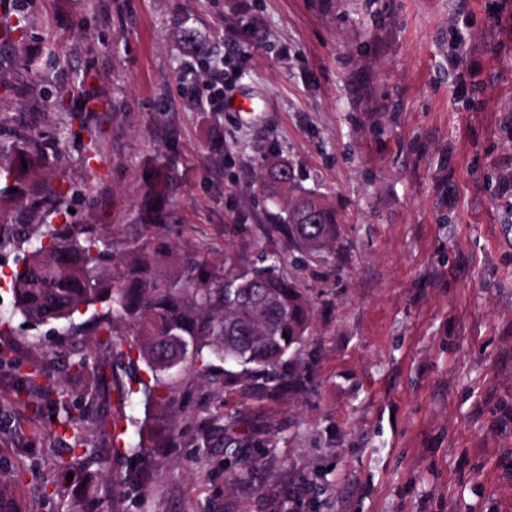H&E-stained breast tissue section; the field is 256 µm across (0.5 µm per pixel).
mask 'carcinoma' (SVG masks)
Here are the masks:
<instances>
[{"instance_id":"cac0c4a2","label":"carcinoma","mask_w":512,"mask_h":512,"mask_svg":"<svg viewBox=\"0 0 512 512\" xmlns=\"http://www.w3.org/2000/svg\"><path fill=\"white\" fill-rule=\"evenodd\" d=\"M40 138L24 145L0 141V176L25 192L22 177L39 167ZM259 189L276 212L275 225L285 231L300 253L325 261L335 250L336 212L311 190H299L293 169L267 160L259 174ZM69 214L68 192L51 185L41 191L38 220L18 224L0 212V252L27 247L22 271L12 278L13 310L25 321L67 322L72 336L93 334L112 348V371L91 352L64 359L67 374L86 381L91 390L118 388L121 394L141 393L145 404L160 411L153 436L128 445L127 453L142 461L123 482L142 489L150 460L173 439L176 424L162 411L174 401L186 377H206L231 364L225 383L235 385L255 374L266 377L268 391L280 388V369L299 350L313 318V304L297 280L282 270L284 257L265 253L261 264L238 272L230 261L216 268L194 254L174 255L169 235L175 231L171 177L152 171L144 180L142 201L133 233L119 250L112 235L97 224L53 223ZM100 307L93 318L75 322L80 309ZM0 367L18 371L17 396L36 416L50 409L56 415L58 438L65 447L56 470L68 473L87 459V449L75 431L90 423L108 431L111 419L93 407L78 413L76 392L48 365L34 363L23 372L9 343L0 345ZM130 374V384L120 372ZM138 389H133V386ZM0 512H25L17 483L0 473Z\"/></svg>"}]
</instances>
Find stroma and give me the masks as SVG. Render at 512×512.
<instances>
[{
  "instance_id": "1",
  "label": "stroma",
  "mask_w": 512,
  "mask_h": 512,
  "mask_svg": "<svg viewBox=\"0 0 512 512\" xmlns=\"http://www.w3.org/2000/svg\"><path fill=\"white\" fill-rule=\"evenodd\" d=\"M2 27L0 136L65 129L30 191L68 190V223L119 245L143 173L167 169L178 253L242 270L280 252L314 304L305 385L190 379L140 493L118 484L124 444L91 426L87 460L58 476L53 419L1 368L0 469L28 512H68L89 483L106 512H512V0H0ZM273 155L335 209L329 262L291 264L272 230L256 177ZM0 339L26 365L94 347L18 316ZM104 407L124 443L154 415L137 396ZM228 435L249 465L235 479Z\"/></svg>"
}]
</instances>
